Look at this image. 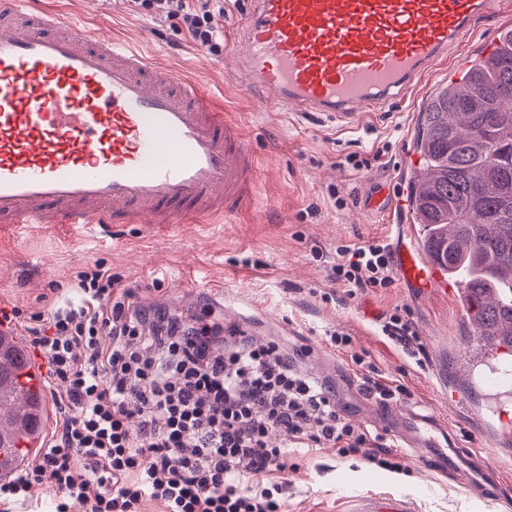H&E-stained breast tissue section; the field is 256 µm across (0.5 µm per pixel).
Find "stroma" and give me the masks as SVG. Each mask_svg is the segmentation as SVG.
<instances>
[{
  "label": "stroma",
  "mask_w": 512,
  "mask_h": 512,
  "mask_svg": "<svg viewBox=\"0 0 512 512\" xmlns=\"http://www.w3.org/2000/svg\"><path fill=\"white\" fill-rule=\"evenodd\" d=\"M46 2L81 24L100 25L103 36L128 42L221 97L245 130L257 183L248 210L210 224L0 227V305L18 309L14 330L24 333L25 323L56 299L75 300L70 281L83 265L103 264L139 300L164 304L176 314L212 300L203 291L187 299L184 285L220 287L225 322L286 351L302 350L301 366L335 383L336 402L352 424L389 432L384 417L358 391L361 373L350 358L355 352L369 355L384 379L406 385L405 405L439 418L443 437L461 457L453 474L421 461L397 474L331 448L291 447L277 432L272 439L286 452V468L274 478L288 485L287 512H356L370 494L409 499L411 512H474L477 498L491 492L497 496L495 512H512V456L498 454L472 432L465 414L440 399L448 389V364L470 331L456 297H428L399 278L390 288L351 297L327 279L337 246L375 239L395 243L396 200L407 191L400 170L420 165L413 138L424 100L491 50L500 32L512 26V13L481 23L456 63L438 66L401 102L365 115L360 124L339 126L264 109L235 86L225 53L233 48L229 31L248 12V0H224L225 45L216 55L186 40L178 21H159L132 0ZM363 159L372 160V167L352 168V161ZM383 188L384 211L369 209L368 200ZM398 305L411 310L428 355L425 364H416L380 331V315ZM328 329L350 334V352L326 355ZM340 471L348 479L341 489Z\"/></svg>",
  "instance_id": "stroma-1"
}]
</instances>
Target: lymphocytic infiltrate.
<instances>
[{"instance_id":"obj_1","label":"lymphocytic infiltrate","mask_w":512,"mask_h":512,"mask_svg":"<svg viewBox=\"0 0 512 512\" xmlns=\"http://www.w3.org/2000/svg\"><path fill=\"white\" fill-rule=\"evenodd\" d=\"M135 2L222 52L224 0ZM336 254L327 277L349 295L391 287L386 241ZM73 286L77 302L52 303L25 326L59 387L62 419L38 461L0 483V512L43 487L54 512H142L148 500L168 512H283L287 486L269 478L285 468L269 443L275 430L298 448L327 445L408 472L381 436L345 421L331 381L304 374L276 342L225 325L212 306L182 318L143 305L100 264L77 267ZM381 331L406 354L423 355L408 307H394Z\"/></svg>"}]
</instances>
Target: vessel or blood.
Returning <instances> with one entry per match:
<instances>
[{"label": "vessel or blood", "instance_id": "obj_1", "mask_svg": "<svg viewBox=\"0 0 512 512\" xmlns=\"http://www.w3.org/2000/svg\"><path fill=\"white\" fill-rule=\"evenodd\" d=\"M503 0H251L233 31L229 74L267 109L340 125L402 100ZM256 187L241 125L216 94L43 0H0V225L206 224L247 208ZM410 285L443 281L423 243H400ZM501 338L469 336L460 377L479 390L474 431L512 444V359ZM12 410L23 420L39 363ZM387 416L402 450L436 447V418Z\"/></svg>", "mask_w": 512, "mask_h": 512}]
</instances>
